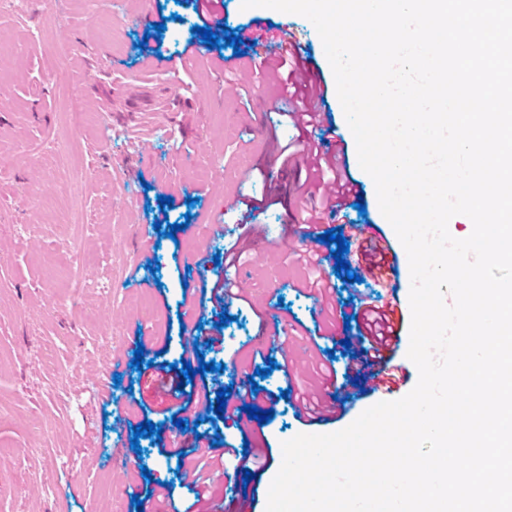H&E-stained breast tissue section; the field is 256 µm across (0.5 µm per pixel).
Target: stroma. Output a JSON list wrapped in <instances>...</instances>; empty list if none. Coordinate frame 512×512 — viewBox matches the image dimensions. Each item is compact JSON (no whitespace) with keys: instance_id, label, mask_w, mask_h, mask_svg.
Here are the masks:
<instances>
[{"instance_id":"1","label":"stroma","mask_w":512,"mask_h":512,"mask_svg":"<svg viewBox=\"0 0 512 512\" xmlns=\"http://www.w3.org/2000/svg\"><path fill=\"white\" fill-rule=\"evenodd\" d=\"M222 2L220 22L228 29L259 21L295 36L301 69L313 73L324 92L323 127L344 134L363 203L349 209V221L378 226L397 255L395 281L337 280L330 315L295 291L301 270L295 252L284 248L274 259L269 248H257L268 229L289 238L290 216L303 204L294 193L298 172L276 160V142L298 140L299 133L278 122L285 103L254 66L265 48L246 41L236 51L186 52V45L202 41L192 31L200 22L192 0H28L25 13H0V51L9 54L0 67V512H109L115 499L123 512H136L137 496L158 512H189L194 495L178 469L174 422L213 416L215 391L254 373V338L279 319L295 316L300 324L262 349L278 368L261 379V398L287 382H307L325 349L337 357L339 383L355 381L351 351L316 331L353 315L360 300L399 302L401 342L389 359L404 373L394 392L344 398L336 419L318 425L302 424L282 402L268 423H226L229 442L267 457L247 482L234 475V458H201L204 476L218 463L229 473L213 490V512H224L232 500L266 512L283 441L342 430L376 403L405 396L418 380L407 357L408 255L359 165L316 28L296 14ZM157 21L166 25L159 35L151 32ZM160 62L165 69L158 73ZM73 94L89 113L78 133L64 112ZM78 168L84 187L76 200L70 182ZM270 183L278 204L241 223L239 196H262ZM161 195L173 200L168 211L159 208ZM187 220L197 224L196 237L137 233L142 224ZM233 244L244 250L241 276L252 278L258 261L273 264L278 274L253 286V307L228 308L223 350L214 357L224 371L194 375L166 399L147 397L151 383L181 361V316L195 313L203 325L211 319L200 290L215 283L216 268L208 264L194 273L187 256L203 258ZM74 247L95 287L84 296L69 286ZM152 261L159 264L154 274ZM145 304L154 316L149 323L139 316ZM134 336L151 362L141 371L132 368L134 355L126 348ZM146 420L161 427V436L140 439L141 455L126 457L121 442Z\"/></svg>"}]
</instances>
